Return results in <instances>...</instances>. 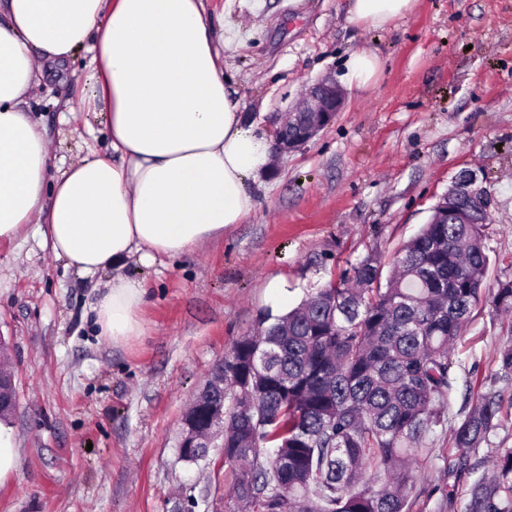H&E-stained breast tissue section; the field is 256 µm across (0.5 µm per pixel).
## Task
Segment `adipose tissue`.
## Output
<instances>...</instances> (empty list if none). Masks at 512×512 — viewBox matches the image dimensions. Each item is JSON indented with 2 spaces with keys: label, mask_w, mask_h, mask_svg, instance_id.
I'll list each match as a JSON object with an SVG mask.
<instances>
[{
  "label": "adipose tissue",
  "mask_w": 512,
  "mask_h": 512,
  "mask_svg": "<svg viewBox=\"0 0 512 512\" xmlns=\"http://www.w3.org/2000/svg\"><path fill=\"white\" fill-rule=\"evenodd\" d=\"M415 0H350L382 28ZM91 55V98L106 108L111 155L89 151L47 183L55 160L28 104L42 60ZM224 38L204 0H0V241L40 225L79 275L112 270L94 303L102 336H142L149 267L220 239L254 211L247 181L270 149L224 77Z\"/></svg>",
  "instance_id": "ef3b65f1"
}]
</instances>
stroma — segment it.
I'll return each instance as SVG.
<instances>
[{
  "instance_id": "stroma-1",
  "label": "stroma",
  "mask_w": 512,
  "mask_h": 512,
  "mask_svg": "<svg viewBox=\"0 0 512 512\" xmlns=\"http://www.w3.org/2000/svg\"><path fill=\"white\" fill-rule=\"evenodd\" d=\"M349 0H206L224 32V75L246 114L273 136L311 83L343 91L336 118L301 149L271 154L248 188L256 208L223 239L142 269L145 336H100L91 305L111 272L79 275L36 230L0 242V340L13 361L20 447L0 479V512H169L178 490L209 493L229 512L230 470L178 462L180 419L212 369L252 334L266 283L288 281V305L351 272L371 251L391 262L461 171H476L495 205L486 247L489 296L456 347L448 415L497 395L503 419L477 458L512 450V380L495 353L512 315L490 296L512 279V0H416L383 28L352 22ZM377 55L368 86L344 79L355 50ZM91 56L51 72L29 99L57 164L109 154L104 115L88 111ZM427 457L407 512H461L470 479L449 474V427ZM454 488L453 502L443 491Z\"/></svg>"
}]
</instances>
